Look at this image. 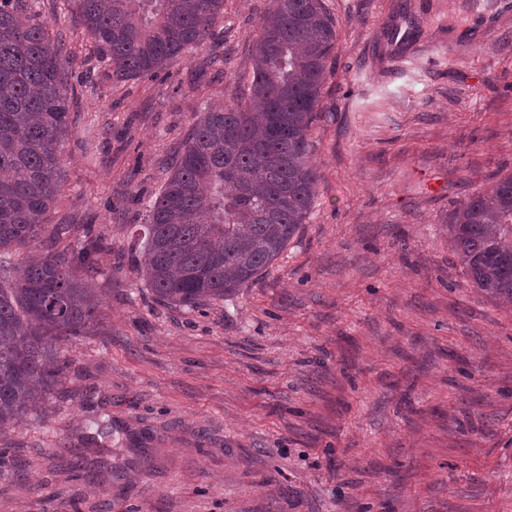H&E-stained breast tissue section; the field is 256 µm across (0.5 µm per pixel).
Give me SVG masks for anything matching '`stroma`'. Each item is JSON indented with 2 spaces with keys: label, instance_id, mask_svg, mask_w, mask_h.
<instances>
[{
  "label": "stroma",
  "instance_id": "35a3bbf8",
  "mask_svg": "<svg viewBox=\"0 0 512 512\" xmlns=\"http://www.w3.org/2000/svg\"><path fill=\"white\" fill-rule=\"evenodd\" d=\"M23 2L69 57L52 221L102 239L105 327L0 431V512H512V301L448 247L456 206L512 174V0H322L312 214L199 309L153 300L128 246L194 115L248 82L271 0H224L203 46L125 82L74 0Z\"/></svg>",
  "mask_w": 512,
  "mask_h": 512
}]
</instances>
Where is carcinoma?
I'll list each match as a JSON object with an SVG mask.
<instances>
[{
  "instance_id": "cac0c4a2",
  "label": "carcinoma",
  "mask_w": 512,
  "mask_h": 512,
  "mask_svg": "<svg viewBox=\"0 0 512 512\" xmlns=\"http://www.w3.org/2000/svg\"><path fill=\"white\" fill-rule=\"evenodd\" d=\"M22 0H0V430L21 425L66 378L60 344L101 327L88 278L97 247L37 252L60 194L72 120L63 44ZM253 76L200 113L149 223L129 244L154 299L197 308L253 282L288 246L320 180L309 135L336 48L322 0H272ZM81 24L123 82L203 45L224 0H78ZM448 245L489 295L512 299V175L452 213ZM28 250L12 259L14 248Z\"/></svg>"
}]
</instances>
